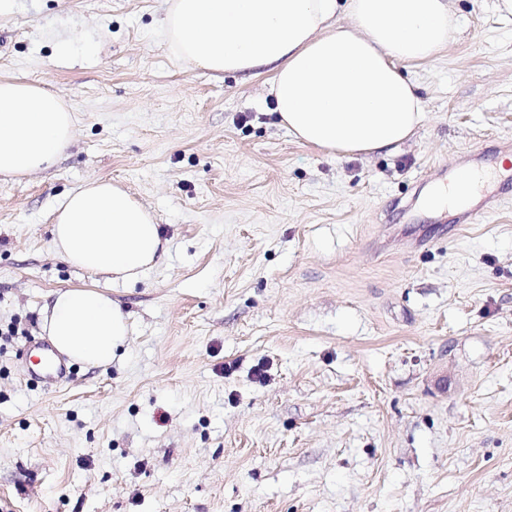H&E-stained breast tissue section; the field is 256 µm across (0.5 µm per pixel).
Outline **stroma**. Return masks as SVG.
I'll list each match as a JSON object with an SVG mask.
<instances>
[{"instance_id":"obj_1","label":"stroma","mask_w":512,"mask_h":512,"mask_svg":"<svg viewBox=\"0 0 512 512\" xmlns=\"http://www.w3.org/2000/svg\"><path fill=\"white\" fill-rule=\"evenodd\" d=\"M167 0H16L0 76L74 114L55 165L0 180V512H512V191L456 227L429 208L463 153L512 142V21L405 68L424 119L396 151L336 158L283 127L269 74L180 60ZM118 184L169 252L113 288L112 363L28 380L60 288L62 195Z\"/></svg>"}]
</instances>
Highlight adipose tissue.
Wrapping results in <instances>:
<instances>
[{
  "mask_svg": "<svg viewBox=\"0 0 512 512\" xmlns=\"http://www.w3.org/2000/svg\"><path fill=\"white\" fill-rule=\"evenodd\" d=\"M165 26L182 60L218 73L267 69L281 124L343 157L413 136L423 100L399 67L436 57L458 17L450 0H170ZM72 128L61 97L0 78V178L53 164ZM51 234L67 264L116 286L142 279L167 251L151 213L108 181L66 194ZM41 327L59 354L93 367L110 364L129 336L127 314L96 285L56 290Z\"/></svg>",
  "mask_w": 512,
  "mask_h": 512,
  "instance_id": "adipose-tissue-1",
  "label": "adipose tissue"
}]
</instances>
